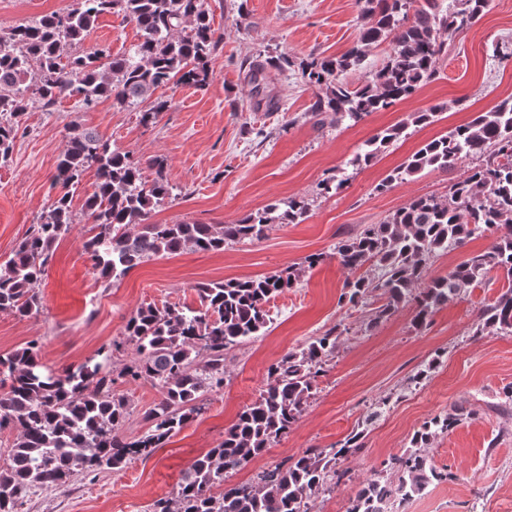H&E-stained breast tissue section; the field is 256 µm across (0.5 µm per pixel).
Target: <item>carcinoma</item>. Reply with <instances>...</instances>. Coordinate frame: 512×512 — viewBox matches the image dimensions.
Returning <instances> with one entry per match:
<instances>
[{
  "label": "carcinoma",
  "mask_w": 512,
  "mask_h": 512,
  "mask_svg": "<svg viewBox=\"0 0 512 512\" xmlns=\"http://www.w3.org/2000/svg\"><path fill=\"white\" fill-rule=\"evenodd\" d=\"M355 0L367 23L342 54L309 56L298 63L279 55H260L241 65L260 99L255 109L271 110L276 102L263 96L273 71L297 66L303 81L317 89L311 105L315 118L329 114L354 122L371 112L405 100L437 74L447 41L471 28L485 14L488 0ZM117 14L135 24L141 41L126 53L106 48L79 51L98 18ZM222 37L214 29L206 0H73L70 9L0 33V159L13 148L20 117L36 104L49 110L62 99L89 108L102 98L118 105H138L160 87L206 86L213 74L209 59ZM386 43L389 51L372 82L353 87L345 74L360 65L366 47ZM447 108L436 104L410 115L411 122L430 124ZM403 127L377 133L356 156L371 164ZM464 157L479 164L451 184L443 196L424 195L368 224L338 242L336 253L353 277L346 279L339 301L356 305L379 291L382 305L371 324L391 316L401 305L414 304L413 326L422 329L433 312L460 292L481 284L491 270L506 282L495 301L478 314L475 334L487 329L512 334V97L492 110L424 144L407 158L379 189L422 170H448ZM142 163L116 151L91 131L66 136L53 185L62 192L5 262L0 275V310L28 317L40 308L39 286L55 244L75 224L74 190L84 172L96 169L94 190L81 211L92 225L83 248L99 277L118 279L161 255L184 250L222 252L229 243L259 241L270 224H300L308 204L288 200L287 209L251 211L231 224L177 222L150 224L152 212L172 197L164 162ZM490 233L489 246L457 264L446 277L427 279L438 253L461 247L476 234ZM298 274L284 270L268 276L212 281L196 289V308L155 304L141 306L129 319L123 337L93 358L59 373L45 371L38 341L0 355V430L17 436L0 453V512H18L32 489L64 487L79 474L121 469L151 457L202 410L201 397L224 386V351L261 335L271 323L268 304L293 288ZM337 327L312 340L299 352L272 363L259 397L245 406L224 438L198 456L183 473L172 499L154 502L151 512H309L308 500L327 483L342 482L337 462L364 448L354 433L326 449H312L259 472L253 483L225 485L228 474L254 462L300 419L316 394L320 366L336 350ZM135 346L136 357L116 375L105 369L113 352ZM120 378L149 380L160 398L145 412L147 430L123 435L131 405L112 386ZM463 414L454 410L425 421L414 433L412 449L390 457L385 469L397 478L393 486L370 479L355 493L348 512H385L396 495L419 496L432 484L452 478L429 463L426 449L454 430ZM222 488L216 494L214 489Z\"/></svg>",
  "instance_id": "carcinoma-1"
}]
</instances>
